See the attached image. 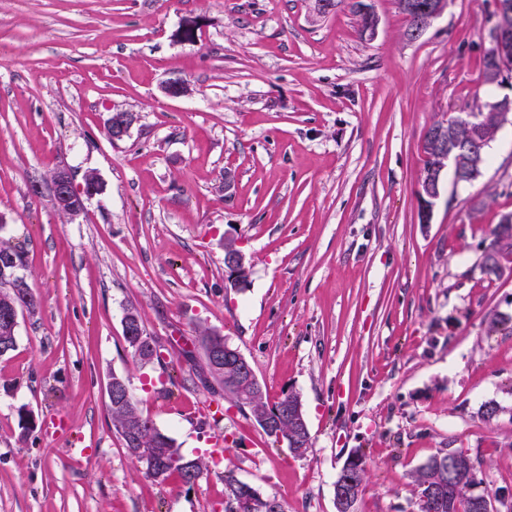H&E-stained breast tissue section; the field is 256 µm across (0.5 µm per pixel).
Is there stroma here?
I'll return each instance as SVG.
<instances>
[{"instance_id":"obj_1","label":"stroma","mask_w":512,"mask_h":512,"mask_svg":"<svg viewBox=\"0 0 512 512\" xmlns=\"http://www.w3.org/2000/svg\"><path fill=\"white\" fill-rule=\"evenodd\" d=\"M367 2L371 37L348 0H0V240L25 251L39 302L0 356V512H224L228 469L287 512H336L359 448L357 512H417L413 474L442 448L472 459L474 493L512 494V332L487 331L512 315V273L480 268L512 214V125L476 181L443 174L430 223L417 203L428 128L505 93L481 81L494 0H453L415 41L395 0ZM172 80L187 93L168 97ZM115 111L135 116L117 142ZM60 167L102 185L75 219L51 201ZM130 306L162 363L125 342ZM200 328L238 348L267 403L300 396L304 457L189 382ZM115 374L202 460L194 485L138 471ZM224 266L230 270L233 279L247 281L249 269L245 264V257L234 243L224 244Z\"/></svg>"}]
</instances>
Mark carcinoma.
I'll return each mask as SVG.
<instances>
[{
	"mask_svg": "<svg viewBox=\"0 0 512 512\" xmlns=\"http://www.w3.org/2000/svg\"><path fill=\"white\" fill-rule=\"evenodd\" d=\"M512 105V97L505 94L498 100L485 104L473 113L475 123L490 132L496 124L495 112L507 109ZM502 224H497L491 233V240L485 245L481 259V267L489 274H498L502 270L501 261L512 263V238L503 236ZM202 372H194L204 387L212 395H218L235 404L239 411H249L255 422L264 418L269 422L261 426L265 434L278 442L287 443L288 448L311 447L310 434L300 396L288 393L273 405L265 401V393L259 392L252 396L243 388L234 386L231 380V369L224 367L215 370L210 365L205 353H200ZM112 425L119 429L126 417L137 414L141 416V437L144 447L149 453H138L136 449L124 444L128 454L136 461L145 477L159 483L165 482L171 475L178 476L182 484L193 485L202 473V461L189 459L182 452L175 440L158 429L153 421L142 415L133 391H128V400L120 407L110 409ZM457 459V476L460 480L470 481L475 474L472 459L463 451L454 448H443L431 456L414 474L419 512H472L468 502L460 500L448 502V494L432 495L427 493L428 480L448 486V466L444 462ZM224 512H267V501L270 497L261 494L254 486L237 479L232 471L224 472Z\"/></svg>",
	"mask_w": 512,
	"mask_h": 512,
	"instance_id": "carcinoma-1",
	"label": "carcinoma"
}]
</instances>
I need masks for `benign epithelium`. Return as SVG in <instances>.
Wrapping results in <instances>:
<instances>
[{"label":"benign epithelium","instance_id":"benign-epithelium-1","mask_svg":"<svg viewBox=\"0 0 512 512\" xmlns=\"http://www.w3.org/2000/svg\"><path fill=\"white\" fill-rule=\"evenodd\" d=\"M452 0H427L421 6L413 0H397L398 7L412 14L415 22L411 27L409 39H419L433 22L447 12ZM492 24L486 30L483 40L494 50L495 65L484 74V79L500 86L512 83V3L509 0H495ZM134 118L129 114H112V140L123 139L133 124ZM474 146L467 151L451 147L443 136L430 138L429 151L432 164L428 178L421 182L417 200L422 213L423 223L431 221L433 203L440 195L441 176L447 167H453L458 175L474 180L481 175L483 142L481 134L471 132ZM50 190L57 210L70 216H78L85 210V202L102 191L100 181L93 173L84 176L82 188H77L71 171L67 168L57 169L50 177ZM224 266L230 270L233 278L244 282L249 276L243 253L233 243L224 244ZM24 309L15 296L4 299L0 304V349L16 342V330L19 317ZM339 498L336 500L337 512H353L354 483L349 478V470L340 472ZM473 483L455 479L453 466H448V497L457 502L467 499L474 512H497L496 498L490 493L475 495Z\"/></svg>","mask_w":512,"mask_h":512}]
</instances>
